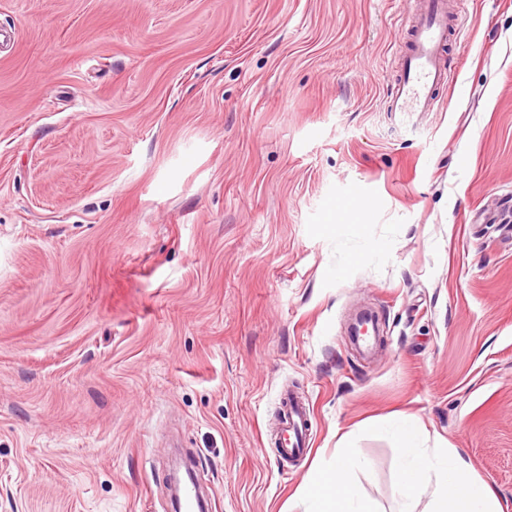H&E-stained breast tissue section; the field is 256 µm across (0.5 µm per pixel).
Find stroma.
I'll return each instance as SVG.
<instances>
[{
    "instance_id": "35a3bbf8",
    "label": "stroma",
    "mask_w": 512,
    "mask_h": 512,
    "mask_svg": "<svg viewBox=\"0 0 512 512\" xmlns=\"http://www.w3.org/2000/svg\"><path fill=\"white\" fill-rule=\"evenodd\" d=\"M403 8L0 0V512H172L190 452L209 512H304L347 433L399 512L401 413L512 512V0L411 118ZM284 396L288 398V441L281 451L288 457L307 455L311 432L309 408L291 391L286 392Z\"/></svg>"
}]
</instances>
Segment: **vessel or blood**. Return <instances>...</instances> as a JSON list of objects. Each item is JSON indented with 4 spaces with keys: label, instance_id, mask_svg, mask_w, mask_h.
Instances as JSON below:
<instances>
[{
    "label": "vessel or blood",
    "instance_id": "b4317fda",
    "mask_svg": "<svg viewBox=\"0 0 512 512\" xmlns=\"http://www.w3.org/2000/svg\"><path fill=\"white\" fill-rule=\"evenodd\" d=\"M464 3L465 0H415L413 18L403 29L404 45L387 99L388 111L407 114L437 111L441 90L454 80L446 55L451 39L460 36L463 30ZM310 432L307 404L297 395H289L284 455H306Z\"/></svg>",
    "mask_w": 512,
    "mask_h": 512
}]
</instances>
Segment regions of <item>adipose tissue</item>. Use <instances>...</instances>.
<instances>
[{"mask_svg":"<svg viewBox=\"0 0 512 512\" xmlns=\"http://www.w3.org/2000/svg\"><path fill=\"white\" fill-rule=\"evenodd\" d=\"M386 430L399 448L397 484L405 500L402 512H415L422 495H429L427 512H497L494 488L471 473L470 463L457 450L422 446V432L413 417L387 421ZM358 459L350 447L336 454L329 470L314 469L309 476L305 512H371L350 487L349 476Z\"/></svg>","mask_w":512,"mask_h":512,"instance_id":"obj_1","label":"adipose tissue"}]
</instances>
